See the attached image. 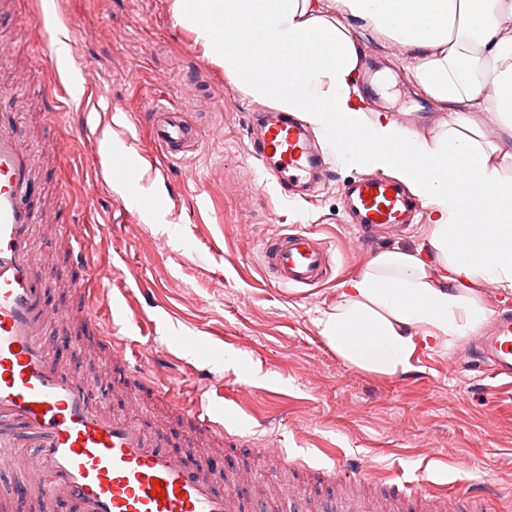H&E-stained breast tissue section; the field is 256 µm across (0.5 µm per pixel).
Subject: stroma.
Listing matches in <instances>:
<instances>
[{
    "mask_svg": "<svg viewBox=\"0 0 512 512\" xmlns=\"http://www.w3.org/2000/svg\"><path fill=\"white\" fill-rule=\"evenodd\" d=\"M60 28L72 53L56 68ZM357 39L361 50L388 58L390 107L409 111L424 99L407 47L370 33ZM2 51L1 84L22 71L30 95L51 92L62 104L53 114L17 113L4 101L0 111L14 112L24 142L42 147V206H67L89 243L99 297L92 313L104 321L121 313L128 359L151 363L185 401L201 394L202 380L213 381L242 439L215 456L259 470L268 487L295 482L302 495L290 512H345V489L362 465L406 483L426 473L461 500L491 479L512 501V379L462 369L471 340L417 349L409 370L385 375L345 361L317 325L335 308L341 285L381 252L417 251L427 271L442 269L446 256L431 243L430 222L361 238L345 223L339 197L358 169L340 162L312 200L278 195L248 153L252 114L272 99L254 98L228 79L175 19L171 0H15L0 10ZM159 99L198 130L182 159L162 156L143 126L145 108ZM105 131L139 165L140 203H129L121 176L99 164ZM104 224L111 236H101ZM285 229L327 244L331 265L322 284L284 287L266 273L262 242ZM176 332L190 353L171 348ZM228 354L240 364L225 365ZM80 358L95 401L175 447L165 402L146 396L130 412L115 393L120 378L98 372L95 347L83 344ZM265 442L275 446L274 462L257 453Z\"/></svg>",
    "mask_w": 512,
    "mask_h": 512,
    "instance_id": "stroma-1",
    "label": "stroma"
}]
</instances>
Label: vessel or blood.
Here are the masks:
<instances>
[{
  "label": "vessel or blood",
  "instance_id": "obj_1",
  "mask_svg": "<svg viewBox=\"0 0 512 512\" xmlns=\"http://www.w3.org/2000/svg\"><path fill=\"white\" fill-rule=\"evenodd\" d=\"M154 141L178 158L193 128L178 109L151 105L145 112ZM251 156L287 192L309 190L326 180L329 154L315 134L296 117L266 110L257 118ZM35 156L16 125L0 114V473L14 475L7 512L31 491L50 506L74 505L76 512H244L239 487L250 473L225 467L212 458L214 447L235 442L224 425L230 417L218 402L184 406L171 386H160L145 363H130L112 340V324L87 309L91 294L86 273L87 243L78 232H65L66 216L32 200ZM350 223L362 227L413 223L414 198L393 179L360 173L340 188ZM63 233L69 257L67 286L83 306V331L99 348L102 368L130 381L129 401L141 391L169 403L176 423L186 428L177 450L160 449L138 423L116 418L94 404L79 367L54 356L57 342L71 336V313L52 305L48 288L53 270L34 269V224ZM265 267L284 286L310 287L330 267L324 242L298 230L279 233L263 243ZM476 361L496 376L512 378V310H499L481 340ZM165 497L152 496L153 480ZM502 499L498 485L484 480L468 491L466 512H492ZM393 512H457L446 489L423 481L420 488L398 487Z\"/></svg>",
  "mask_w": 512,
  "mask_h": 512
}]
</instances>
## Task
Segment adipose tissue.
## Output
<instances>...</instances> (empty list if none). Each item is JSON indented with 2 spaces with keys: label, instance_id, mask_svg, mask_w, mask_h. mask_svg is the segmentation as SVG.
Wrapping results in <instances>:
<instances>
[{
  "label": "adipose tissue",
  "instance_id": "obj_1",
  "mask_svg": "<svg viewBox=\"0 0 512 512\" xmlns=\"http://www.w3.org/2000/svg\"><path fill=\"white\" fill-rule=\"evenodd\" d=\"M172 0L206 53L257 98L314 127L343 163L391 172L426 205L432 243L448 257L432 276L419 254L380 253L344 283L318 325L326 343L371 372L407 371L417 348L452 347L488 314L469 287L482 277L512 293V180L491 164L467 116L430 140L355 101L353 28L417 51L418 85L434 100L486 112L512 132V0ZM493 95H486V88Z\"/></svg>",
  "mask_w": 512,
  "mask_h": 512
}]
</instances>
